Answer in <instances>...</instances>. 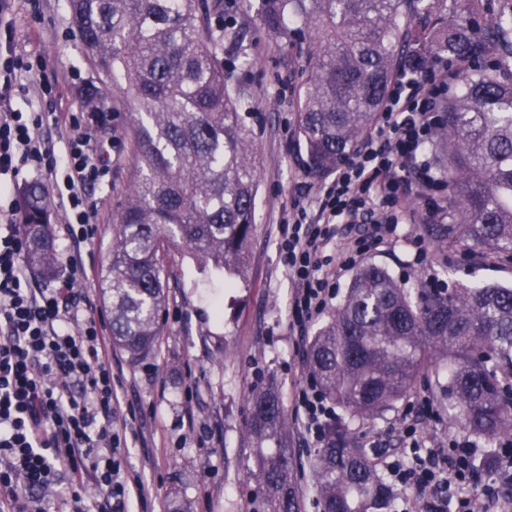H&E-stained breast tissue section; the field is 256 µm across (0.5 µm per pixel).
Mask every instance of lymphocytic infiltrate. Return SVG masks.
<instances>
[{
  "label": "lymphocytic infiltrate",
  "mask_w": 512,
  "mask_h": 512,
  "mask_svg": "<svg viewBox=\"0 0 512 512\" xmlns=\"http://www.w3.org/2000/svg\"><path fill=\"white\" fill-rule=\"evenodd\" d=\"M13 34L0 36V512H43L41 494L52 496L55 512H86L80 488L103 496L95 512H125L132 488L117 455L112 429L120 403L112 387V358L104 322L89 295L74 284L86 278L82 249L96 231L86 200L89 186L110 172L102 145L91 129L69 136L63 151L50 148L38 131L51 112H20L15 95L25 80L42 93L54 80L42 65L14 57ZM447 81L435 67L402 73L393 83L376 127L361 147L321 187L317 210L295 206L280 243V260L295 285L291 325L304 331L334 297V281L357 259L395 234L403 198L428 197L436 182L426 155L439 122L438 101ZM43 169L70 219L68 249L60 259L65 274L55 287L30 285L26 240L13 197L26 171ZM340 224L366 231L339 260L327 249ZM297 411L314 440L324 438L334 409L319 391L302 390ZM411 463L389 473L401 486L427 496L426 512H493L495 498L462 495L477 449L457 439L448 452L413 444Z\"/></svg>",
  "instance_id": "lymphocytic-infiltrate-1"
}]
</instances>
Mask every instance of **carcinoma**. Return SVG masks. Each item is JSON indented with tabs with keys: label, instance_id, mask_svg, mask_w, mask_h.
<instances>
[{
	"label": "carcinoma",
	"instance_id": "cac0c4a2",
	"mask_svg": "<svg viewBox=\"0 0 512 512\" xmlns=\"http://www.w3.org/2000/svg\"><path fill=\"white\" fill-rule=\"evenodd\" d=\"M261 0L266 30L306 63L298 87L295 161L314 180L356 150L406 68H456L432 142L448 183V223L427 229L448 248L470 241L512 256V0ZM70 20L104 81L132 99L126 134L134 182L112 225L101 273L112 344L133 362L155 351L166 306V249L179 242L203 270L244 280L259 156L248 105L224 71V40L243 39L224 0H69ZM27 264L59 269L52 201L19 191ZM320 392L353 420L374 421L434 369L448 416L487 451L471 471L504 469L512 442V287L426 288L362 265L308 346ZM251 476L265 512H299L291 436L278 387L252 391ZM320 512H385L392 484L349 426L333 428L313 465Z\"/></svg>",
	"mask_w": 512,
	"mask_h": 512
}]
</instances>
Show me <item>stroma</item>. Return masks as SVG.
Instances as JSON below:
<instances>
[{
	"label": "stroma",
	"mask_w": 512,
	"mask_h": 512,
	"mask_svg": "<svg viewBox=\"0 0 512 512\" xmlns=\"http://www.w3.org/2000/svg\"><path fill=\"white\" fill-rule=\"evenodd\" d=\"M16 54L40 58L58 77L51 96L39 104L58 116L40 129V137L62 148L72 116L96 113L98 134L107 143L110 180L89 191L98 226L83 252L89 278L84 288L99 312H107L100 292L101 269L112 243V226L131 186L133 163L126 136L132 104L121 90L105 84L83 53L71 25L68 0H12ZM260 0H235L230 16L246 31L245 40L224 51L229 84L251 109L247 123L261 157L255 228L248 246L245 282L227 289L222 278L204 273L179 247L170 248L167 303L155 352L130 363L112 353L114 385L121 402L120 455L129 476L138 477L142 496L131 497L129 512H173L183 501L190 512H256L258 486L250 475L253 450L247 438L249 394L275 383L288 415L294 461L300 486V512H319L312 469L316 442L301 426L298 395L311 379L306 362L308 339L328 314L293 331L290 304L294 291L280 262L282 218L298 189H309L307 209H314L319 182L309 179L293 159L296 93L303 79L302 59L289 54L264 28ZM251 58L240 66V55ZM426 205L408 200V221L398 240L381 245L364 259L387 268L412 284L438 281L443 286L491 283L512 286V260L481 264L476 246L441 247L424 224ZM427 249L419 265L412 258L418 246ZM433 372L418 378L413 394L373 423L354 421L356 441L373 450L380 473L389 464L408 462L406 428L419 442L444 448L449 437L467 438V430L448 420L436 398Z\"/></svg>",
	"instance_id": "35a3bbf8"
}]
</instances>
